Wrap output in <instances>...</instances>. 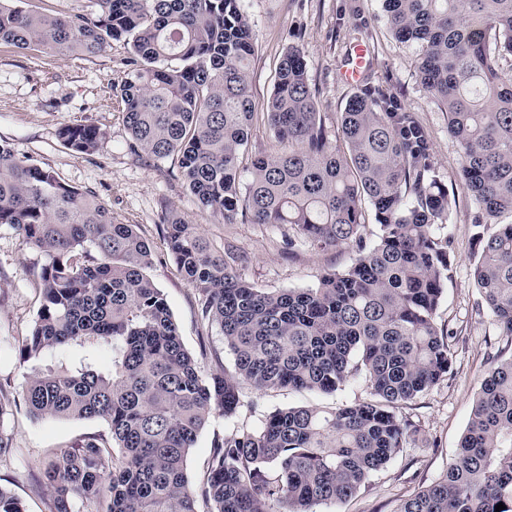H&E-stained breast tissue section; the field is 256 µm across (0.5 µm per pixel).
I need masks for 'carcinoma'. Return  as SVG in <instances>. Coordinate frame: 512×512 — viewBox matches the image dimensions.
Returning a JSON list of instances; mask_svg holds the SVG:
<instances>
[{"instance_id":"cac0c4a2","label":"carcinoma","mask_w":512,"mask_h":512,"mask_svg":"<svg viewBox=\"0 0 512 512\" xmlns=\"http://www.w3.org/2000/svg\"><path fill=\"white\" fill-rule=\"evenodd\" d=\"M394 36L419 50L424 91L447 114L461 154L463 189L477 205L474 280L512 336V0H382ZM97 14L59 16L0 2V42L83 56L112 40L129 50L119 87L130 147L176 158L202 210L231 222L283 224L324 249L350 246L352 264L313 288L267 291L242 279L230 249H210L196 228L163 217L170 253L219 326L234 372L206 376L184 348L167 301L146 277L152 253L95 193L18 158L0 143V224L19 229L44 257L43 301L20 356L69 346L108 348L112 370L88 365L28 376L23 396L40 418H99L116 449L85 440L40 470L48 512H81L102 497L106 512H312L345 502L417 432L399 414L447 377L448 338L435 316L452 267L440 234L451 201L429 136L413 113L363 76L333 129L317 111L307 64L282 54L266 104L281 146L243 165L255 116L250 67L256 39L241 0H96ZM77 154L104 133L62 127ZM342 139L345 148L336 147ZM374 210L376 241L363 237ZM497 222L485 235L481 228ZM369 397L331 409L290 407L256 431L214 443L194 490L185 473L215 410L234 415L242 390L333 393L353 379ZM512 512V358L481 383L455 460L443 479L399 512ZM0 512H25L0 484Z\"/></svg>"}]
</instances>
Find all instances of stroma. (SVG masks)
Returning a JSON list of instances; mask_svg holds the SVG:
<instances>
[{
  "label": "stroma",
  "instance_id": "1",
  "mask_svg": "<svg viewBox=\"0 0 512 512\" xmlns=\"http://www.w3.org/2000/svg\"><path fill=\"white\" fill-rule=\"evenodd\" d=\"M242 5L258 46L251 70L257 117L249 139L250 154L277 149L262 114L286 47L297 46L304 54L319 110L332 126L354 91L340 80L339 71L351 46L363 40L371 50V84L400 95L406 110L427 130L443 181L455 194L446 226L454 261L436 313L438 326L453 332L450 371L438 385L402 406V414L417 427L407 448L351 499L314 507V512H398L405 499L444 477L486 373L494 360L512 357V336L481 305L474 284L476 205L461 188V159L448 135L446 114L419 83L416 49L391 34L381 0H242ZM126 56L119 41L89 58L60 50H20L0 42V142L17 156L52 169L69 185L94 192L114 216L135 225L152 252L146 274L164 294L185 349L204 374L233 371L234 357L224 346L220 328L203 320L197 295L170 255L163 214L177 212L186 223L196 225L215 249L233 244L245 257L241 277L270 291L314 287L324 273L349 267L354 252L347 246L317 250L301 242L287 247L288 229L283 225H257L242 217L224 223L199 209L175 159L158 161L132 154L115 97L125 76ZM71 124L99 127L105 134L99 149L89 155L68 149L58 131ZM43 262L41 252L27 244L20 231L0 224V400L11 406L0 417V431L12 439L10 453L0 457V483L12 489L28 512H47L38 477L52 453L83 440L111 439L104 420H38L25 407L27 376L58 357L50 351L25 361L19 354L40 308ZM367 396L360 381L332 394L244 389L236 414H214L200 431L187 460L188 481L199 487L218 438L259 429L269 415L289 407H334Z\"/></svg>",
  "mask_w": 512,
  "mask_h": 512
}]
</instances>
